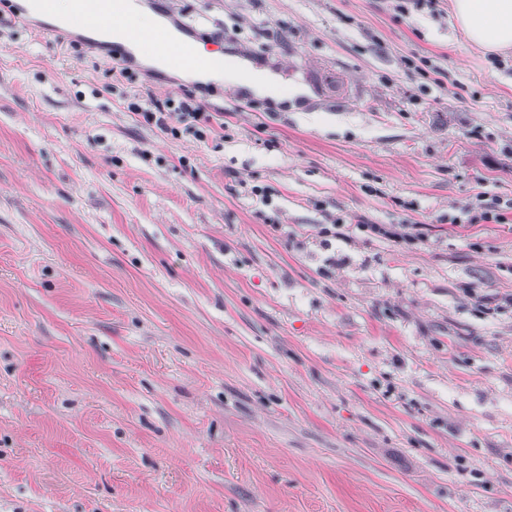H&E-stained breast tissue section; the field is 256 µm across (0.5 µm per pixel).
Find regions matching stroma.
I'll use <instances>...</instances> for the list:
<instances>
[{"mask_svg":"<svg viewBox=\"0 0 512 512\" xmlns=\"http://www.w3.org/2000/svg\"><path fill=\"white\" fill-rule=\"evenodd\" d=\"M142 2L303 93L172 137L130 106L178 72L0 0V512H512V51L449 0Z\"/></svg>","mask_w":512,"mask_h":512,"instance_id":"35a3bbf8","label":"stroma"}]
</instances>
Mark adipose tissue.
Returning a JSON list of instances; mask_svg holds the SVG:
<instances>
[{
    "mask_svg": "<svg viewBox=\"0 0 512 512\" xmlns=\"http://www.w3.org/2000/svg\"><path fill=\"white\" fill-rule=\"evenodd\" d=\"M118 7L124 18L121 29L113 32V39L124 43L142 61L159 64L160 55L144 52L141 41L144 36L161 29L162 21L143 10L138 0H120ZM451 9L457 26L477 48L490 54L512 48V0H451ZM208 77L247 87L260 96L273 95L280 100L301 93L297 87L280 91L273 77L253 73L238 63L219 64L209 71Z\"/></svg>",
    "mask_w": 512,
    "mask_h": 512,
    "instance_id": "1",
    "label": "adipose tissue"
}]
</instances>
